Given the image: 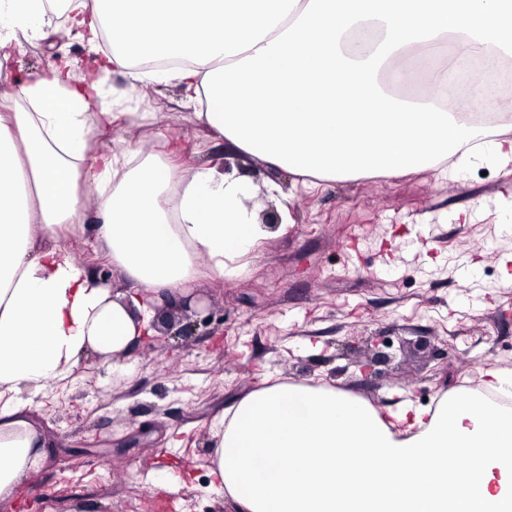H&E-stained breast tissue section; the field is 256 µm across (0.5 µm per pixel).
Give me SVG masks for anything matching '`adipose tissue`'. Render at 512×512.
Here are the masks:
<instances>
[{
    "instance_id": "obj_1",
    "label": "adipose tissue",
    "mask_w": 512,
    "mask_h": 512,
    "mask_svg": "<svg viewBox=\"0 0 512 512\" xmlns=\"http://www.w3.org/2000/svg\"><path fill=\"white\" fill-rule=\"evenodd\" d=\"M56 13L102 57L0 91V500L43 465L35 395L74 385L88 354L123 370L152 331L147 297L177 303L203 278L238 277L270 233L245 204L249 180L220 159L186 171L168 142L93 151V129L147 118L91 111L101 72L133 90L177 84L235 151L298 177L512 166V138L443 106L449 71L430 61L512 56V0H0V71ZM86 234L122 290L74 263L69 241ZM478 381L388 414L263 382L214 419L211 482L236 512H512V411L483 400L511 398L512 371Z\"/></svg>"
}]
</instances>
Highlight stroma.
I'll return each mask as SVG.
<instances>
[{
  "label": "stroma",
  "mask_w": 512,
  "mask_h": 512,
  "mask_svg": "<svg viewBox=\"0 0 512 512\" xmlns=\"http://www.w3.org/2000/svg\"><path fill=\"white\" fill-rule=\"evenodd\" d=\"M83 57L80 39L58 33L22 42L9 63L15 80L46 70L57 54ZM108 99L146 113L136 126L100 130L98 150H150L179 142L191 169L225 158L255 187L292 189L293 222L272 234L237 278L198 285L212 313L175 309V326L130 354L124 373L82 359L84 386L42 398L35 419L50 446L41 471L22 482L0 512H232L209 490L213 417L267 377L322 381L394 408L398 391L423 407L443 392L462 393L464 376L512 369V287L499 265L512 251V173L489 160L447 176L433 170L293 184L287 171L232 152L200 124L174 84L129 92L118 71ZM419 244L427 254L416 253ZM388 342L389 363L361 366ZM180 431L181 447L167 445ZM137 444H130V436ZM126 467H111L118 445ZM66 448L55 456V447Z\"/></svg>",
  "instance_id": "35a3bbf8"
}]
</instances>
